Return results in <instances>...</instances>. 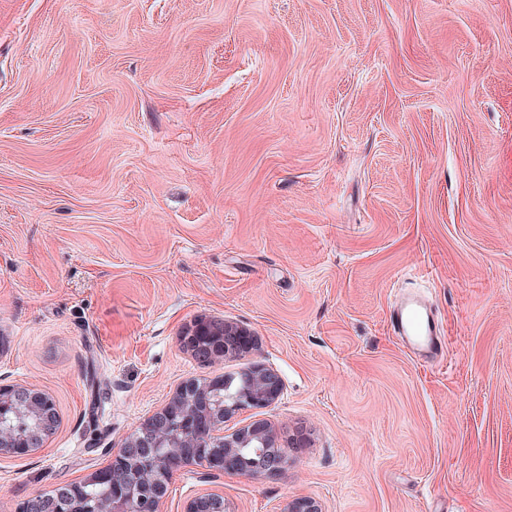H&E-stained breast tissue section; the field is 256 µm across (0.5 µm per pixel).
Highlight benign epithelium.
I'll list each match as a JSON object with an SVG mask.
<instances>
[{"label":"benign epithelium","mask_w":512,"mask_h":512,"mask_svg":"<svg viewBox=\"0 0 512 512\" xmlns=\"http://www.w3.org/2000/svg\"><path fill=\"white\" fill-rule=\"evenodd\" d=\"M224 337V356L233 357L244 350L241 341L246 329L224 322L200 319L184 331V340L199 361L209 359L208 348L197 340ZM242 385L230 402L211 405L210 394L224 389L223 378L183 381L169 400L144 418L119 448L110 462L88 475L84 482L107 486L105 495L74 500L60 499L49 506L52 512H160L165 498L160 491L146 497L137 474V459L145 448L154 449L149 468L160 478L170 479L175 471L197 466L208 478L224 474L223 464L215 460L211 449L229 459L242 448L255 449V455L268 476H276L288 465V454L281 449L278 436L264 419L255 418L224 434L228 420L246 411H256L275 403L282 394L278 374L262 364H255L241 375ZM59 426L53 397L38 388L0 383V454L28 455L43 447ZM180 448H208L203 454H181ZM207 499L209 512H224V497L206 492L189 499L183 512H200L201 499Z\"/></svg>","instance_id":"1"}]
</instances>
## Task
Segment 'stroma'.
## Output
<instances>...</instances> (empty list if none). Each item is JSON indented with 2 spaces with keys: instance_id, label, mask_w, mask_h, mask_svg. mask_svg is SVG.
I'll use <instances>...</instances> for the list:
<instances>
[{
  "instance_id": "stroma-1",
  "label": "stroma",
  "mask_w": 512,
  "mask_h": 512,
  "mask_svg": "<svg viewBox=\"0 0 512 512\" xmlns=\"http://www.w3.org/2000/svg\"><path fill=\"white\" fill-rule=\"evenodd\" d=\"M201 318L252 349L198 362ZM256 363L286 470L182 469L161 512H512V0H0V381L60 419L0 512ZM389 323L400 341L423 359L437 358L447 350L439 323L416 295L409 293L403 297L391 312Z\"/></svg>"
}]
</instances>
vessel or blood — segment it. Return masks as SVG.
Here are the masks:
<instances>
[{
    "label": "vessel or blood",
    "mask_w": 512,
    "mask_h": 512,
    "mask_svg": "<svg viewBox=\"0 0 512 512\" xmlns=\"http://www.w3.org/2000/svg\"><path fill=\"white\" fill-rule=\"evenodd\" d=\"M389 323L400 341L425 359L442 356L447 349L439 323L416 295L408 294L391 312Z\"/></svg>",
    "instance_id": "vessel-or-blood-1"
}]
</instances>
